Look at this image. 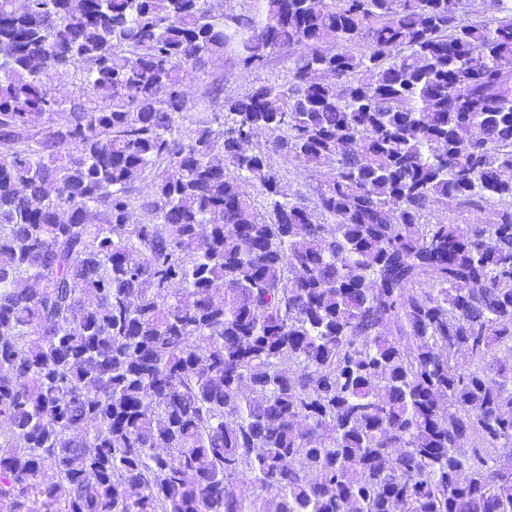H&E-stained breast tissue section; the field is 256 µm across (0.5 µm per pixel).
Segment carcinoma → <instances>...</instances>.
<instances>
[{"label":"carcinoma","mask_w":512,"mask_h":512,"mask_svg":"<svg viewBox=\"0 0 512 512\" xmlns=\"http://www.w3.org/2000/svg\"><path fill=\"white\" fill-rule=\"evenodd\" d=\"M457 6L0 0V512H512V211L421 223L512 205V0ZM50 70L98 105L33 133ZM276 156L336 161L322 221ZM496 0H460L457 17L464 23L491 22L503 17ZM310 51L307 45L296 46L275 57L270 64L253 73H243L236 56L228 50L224 57L209 62L205 68H189L185 75V93L187 106L191 107L189 116H197L196 108L206 101L207 112H223L224 100L248 93L252 87L267 81L285 82L294 69L299 57ZM219 86L217 94L213 88ZM504 206L490 201L482 211L469 209L451 202L433 201L423 211L422 223L427 224H489L495 222Z\"/></svg>","instance_id":"cac0c4a2"}]
</instances>
